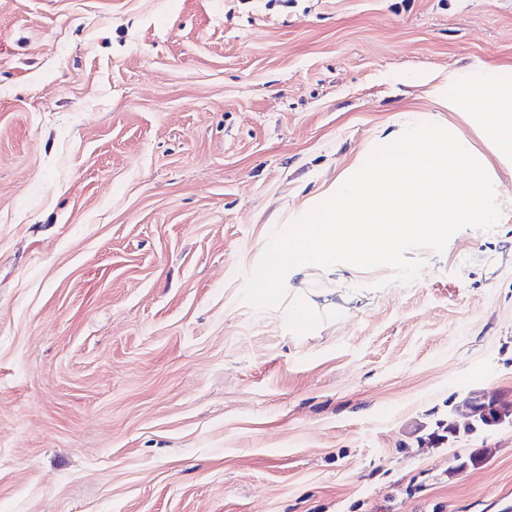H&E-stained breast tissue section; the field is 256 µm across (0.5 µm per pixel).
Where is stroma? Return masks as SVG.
Masks as SVG:
<instances>
[{"label": "stroma", "instance_id": "1", "mask_svg": "<svg viewBox=\"0 0 512 512\" xmlns=\"http://www.w3.org/2000/svg\"><path fill=\"white\" fill-rule=\"evenodd\" d=\"M512 80V0H0V512H512V161L427 81ZM501 219L337 319L242 302L271 233L405 123ZM480 454V463L470 461ZM466 409L470 421L467 423L468 428H475L483 420L491 421L489 412L493 410L494 422L502 425L506 422L512 423V410L509 406H504L501 402L488 401V399L480 392H471L465 402Z\"/></svg>", "mask_w": 512, "mask_h": 512}]
</instances>
